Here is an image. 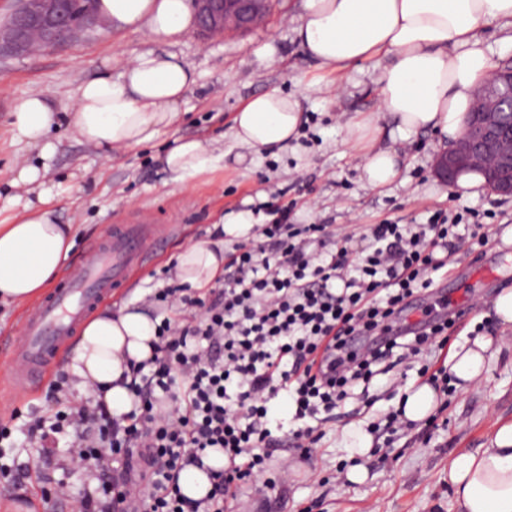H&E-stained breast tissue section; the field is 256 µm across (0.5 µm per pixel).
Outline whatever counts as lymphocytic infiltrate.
Here are the masks:
<instances>
[{
  "mask_svg": "<svg viewBox=\"0 0 512 512\" xmlns=\"http://www.w3.org/2000/svg\"><path fill=\"white\" fill-rule=\"evenodd\" d=\"M274 214L260 227L263 243L229 253L219 290L192 319H162L153 356L131 366L128 413L114 415L95 397L57 412L52 425L30 426L42 444L64 425L84 427L68 463L100 454L99 485L73 512H224L241 480H264L268 403L280 392L295 419L330 413L395 363L446 346L447 321L363 353L350 340L387 333L406 300L453 263L461 214L358 233ZM210 449L225 459L211 491L182 495L180 472L202 466Z\"/></svg>",
  "mask_w": 512,
  "mask_h": 512,
  "instance_id": "obj_1",
  "label": "lymphocytic infiltrate"
}]
</instances>
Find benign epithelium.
Wrapping results in <instances>:
<instances>
[{
	"mask_svg": "<svg viewBox=\"0 0 512 512\" xmlns=\"http://www.w3.org/2000/svg\"><path fill=\"white\" fill-rule=\"evenodd\" d=\"M74 4L75 0H23L0 45L24 53L35 39L51 46L103 22L94 7L77 9ZM193 4L196 29L203 35L248 29L267 13V0H193ZM498 78L507 91L499 93L485 85L474 93L475 110L464 133L437 155L433 173L453 185L459 174L480 170L494 193L512 197V70L499 72Z\"/></svg>",
	"mask_w": 512,
	"mask_h": 512,
	"instance_id": "benign-epithelium-1",
	"label": "benign epithelium"
}]
</instances>
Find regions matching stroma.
I'll use <instances>...</instances> for the list:
<instances>
[{
	"label": "stroma",
	"mask_w": 512,
	"mask_h": 512,
	"mask_svg": "<svg viewBox=\"0 0 512 512\" xmlns=\"http://www.w3.org/2000/svg\"><path fill=\"white\" fill-rule=\"evenodd\" d=\"M301 12V0H272L271 12L261 25L244 33L203 36L192 32L174 51L197 74L196 85L182 107L180 121L164 130L152 143L131 149L104 152L77 141L68 127L56 133L62 145L46 178L51 190L49 205L59 223L74 227L70 261H77L87 243L108 225L125 222L151 210L166 218L164 240L151 263L135 274L112 298V307L129 304L151 315L168 316L159 290L173 285V264L180 246L209 239L213 224L224 214L248 209L259 223L270 220L272 206L285 205L295 224H334L356 228L392 221L424 224L436 212L461 206L478 211L476 222L459 225L463 237L481 232L484 244L459 252L454 264L434 276L433 288L411 298L406 310L429 318L453 313L460 300L473 312L448 331L450 347L465 344L475 329L494 337L501 351L488 371L468 391L452 388L446 405L433 424L417 425L391 434L372 432L373 446L358 455L352 435L393 405L392 378L420 381L421 365L430 370L445 367L446 350L424 354L421 363L403 362L391 375L373 379L369 396L348 400L324 421L310 420L319 434L318 452L311 460L300 458L288 437L294 429V405L286 394L270 403L275 436L280 437L267 461V476L275 487L245 486L228 512H458L448 483V464L460 449L486 447L500 420L512 419V329H501L494 320L492 302L498 291L512 285V255L496 244L493 235L512 225V199L492 192L462 194L457 187L439 182L433 163L441 146L433 134L419 135L413 144L384 137L401 155L399 178L391 185L372 188L362 178V154L342 146L348 120L378 111L380 101L373 82L372 63H362L349 78L322 68L304 55L292 29ZM145 31L111 26L93 27L71 40L17 55L0 53V179H6L16 158L34 159L25 144L13 142L10 114L20 98L39 94L57 111H70L75 89L103 72L106 60L131 58L151 48ZM277 89L298 95L306 122L298 152L278 155H242L229 135L233 112L252 95ZM181 138L208 144L224 160L216 169L188 180L172 181L158 154ZM496 271L484 278L480 267ZM57 359L49 381L59 383L56 397L45 389L27 395L0 390V427L10 436L0 440V512H15L24 504L28 512H70L73 498L90 492L92 472L70 475L56 466L65 444L41 448L28 443L20 431L23 422L36 417L54 418L56 412L77 409L88 397L75 390ZM368 396V397H369ZM292 471L286 483H277L281 464ZM363 466V482L339 480L337 464ZM64 484L68 499L47 496Z\"/></svg>",
	"instance_id": "35a3bbf8"
}]
</instances>
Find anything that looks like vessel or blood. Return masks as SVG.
Wrapping results in <instances>:
<instances>
[{
    "instance_id": "b4317fda",
    "label": "vessel or blood",
    "mask_w": 512,
    "mask_h": 512,
    "mask_svg": "<svg viewBox=\"0 0 512 512\" xmlns=\"http://www.w3.org/2000/svg\"><path fill=\"white\" fill-rule=\"evenodd\" d=\"M159 224L143 215L133 224L109 226L87 246L84 259L64 269L50 294L24 311L21 335L0 341L8 366L0 387L13 394L35 390L88 316L149 263Z\"/></svg>"
}]
</instances>
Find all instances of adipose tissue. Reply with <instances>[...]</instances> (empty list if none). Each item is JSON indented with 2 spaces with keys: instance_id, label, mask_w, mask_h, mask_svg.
Here are the masks:
<instances>
[{
  "instance_id": "adipose-tissue-1",
  "label": "adipose tissue",
  "mask_w": 512,
  "mask_h": 512,
  "mask_svg": "<svg viewBox=\"0 0 512 512\" xmlns=\"http://www.w3.org/2000/svg\"><path fill=\"white\" fill-rule=\"evenodd\" d=\"M301 9L293 32L306 56L343 73L364 61L378 63L380 109L348 122L343 139L362 151L363 174L374 188L400 174L397 151L376 146L385 132L381 119L394 123L404 141L423 131L443 142L457 139L473 90L491 71L479 32L500 20L512 23V0H302ZM98 12L113 27L146 30L156 47L123 62L119 76L105 73L82 83L68 117L39 95L16 102L12 139L37 149L39 161L16 162L7 181L16 193L9 198L12 215L0 224V302L43 294L73 246L71 225L58 223L47 207L45 179L59 150L51 131L66 119L87 143L137 147L177 121L197 83L195 72L170 50L195 28L192 0H99ZM302 123L298 98L271 90L234 112L231 129L247 149L279 151L298 139ZM160 161L182 181L211 168L215 158L202 141L181 139ZM22 187L37 192V202L24 200ZM254 225L251 211L226 215L220 238L180 247L175 278L192 289L209 286L224 272V236L250 238ZM159 323L128 305L99 310L82 326L68 358L75 388H104L112 412H128L132 399L121 379L128 360L151 357ZM493 347V338L483 335L449 354L448 373L457 388L484 375ZM448 481L459 512H512V421L497 427L488 447L460 451L449 464Z\"/></svg>"
}]
</instances>
